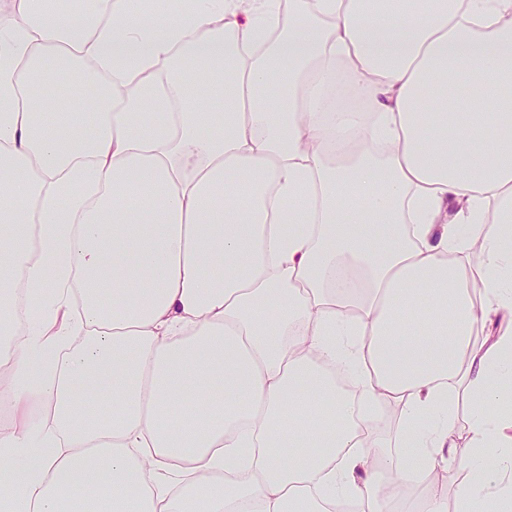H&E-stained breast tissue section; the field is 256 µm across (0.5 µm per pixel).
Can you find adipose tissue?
Wrapping results in <instances>:
<instances>
[{
  "label": "adipose tissue",
  "mask_w": 512,
  "mask_h": 512,
  "mask_svg": "<svg viewBox=\"0 0 512 512\" xmlns=\"http://www.w3.org/2000/svg\"><path fill=\"white\" fill-rule=\"evenodd\" d=\"M105 2L0 0V512H447L463 395L512 512V0ZM400 416V409L385 405L383 407L382 416L373 425L372 430L376 432L377 436L384 437L387 440H393L400 421Z\"/></svg>",
  "instance_id": "obj_1"
}]
</instances>
